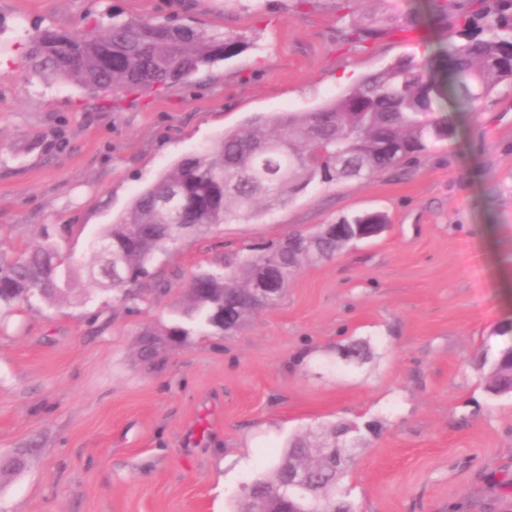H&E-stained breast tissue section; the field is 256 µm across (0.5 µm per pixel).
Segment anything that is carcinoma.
<instances>
[{"mask_svg":"<svg viewBox=\"0 0 512 512\" xmlns=\"http://www.w3.org/2000/svg\"><path fill=\"white\" fill-rule=\"evenodd\" d=\"M106 18L75 31H34L25 57L27 73L47 86L72 85L93 97L106 93L118 99L133 90L160 91L188 81L200 70L237 56L243 47L239 37L227 33L204 34L189 25L110 13ZM415 21L411 12L373 14L351 23L346 39L364 44L402 22ZM445 26L446 39L434 53L441 59L438 67L429 59L399 60L309 112L256 114L177 161L103 230L123 259V276L112 288L149 279L154 255L185 235L213 224L245 222L259 209L284 207L311 185L370 179L417 158L432 141L452 136V120L429 119L435 104L446 102L462 113L499 84L512 82V0H471ZM288 239L311 241V253L290 255L273 245L259 255L229 257L195 274L169 325L142 333L139 353L146 365L156 366L166 348L196 332L229 333L263 310L250 294L263 264L280 268L284 291L302 264L331 258L349 244L345 238L321 240L302 232ZM57 259V248L47 238L13 259L1 258L0 307L70 294L76 270L60 274ZM226 305L235 314L228 329ZM481 358L486 391L511 397L512 347L491 359L485 354ZM346 425L324 424L319 443L309 434L291 437L277 465L242 486L237 512H336L340 505L344 512H357L348 492L340 489L351 463L335 460L328 440ZM292 464L307 476L313 494H249L252 488L282 489Z\"/></svg>","mask_w":512,"mask_h":512,"instance_id":"cac0c4a2","label":"carcinoma"}]
</instances>
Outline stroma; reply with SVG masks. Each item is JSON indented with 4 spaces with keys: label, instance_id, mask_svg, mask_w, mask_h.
<instances>
[{
    "label": "stroma",
    "instance_id": "1",
    "mask_svg": "<svg viewBox=\"0 0 512 512\" xmlns=\"http://www.w3.org/2000/svg\"><path fill=\"white\" fill-rule=\"evenodd\" d=\"M420 22L344 41L365 0H0V255L50 238L79 293L0 311V512H235L289 435L364 425L343 480L358 512H512V399L483 388L480 353L512 346L498 270L512 272V83L476 102L463 136L368 180L310 187L247 223L157 254L169 292L122 300L89 239L182 157L258 112H305L443 36ZM243 36L191 83L113 109L20 68L28 30L102 13ZM381 212L377 237L303 265L282 299L235 331L194 335L159 366L137 335L166 325L191 276L295 230ZM496 229L487 249L485 225ZM369 350L341 369L352 341Z\"/></svg>",
    "mask_w": 512,
    "mask_h": 512
}]
</instances>
